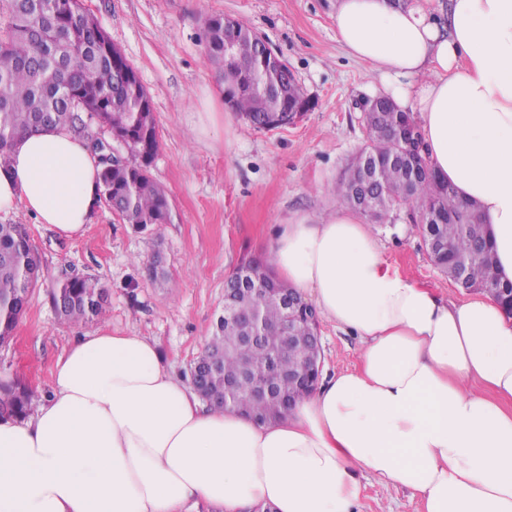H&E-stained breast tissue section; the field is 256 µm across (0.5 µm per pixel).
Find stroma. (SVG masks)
I'll list each match as a JSON object with an SVG mask.
<instances>
[{
	"label": "stroma",
	"mask_w": 512,
	"mask_h": 512,
	"mask_svg": "<svg viewBox=\"0 0 512 512\" xmlns=\"http://www.w3.org/2000/svg\"><path fill=\"white\" fill-rule=\"evenodd\" d=\"M148 91L160 152L151 174L168 199L166 223L127 224L100 203L84 230L59 235L24 207L0 212L23 224L47 275L28 297L11 339L0 345V382L17 380L36 399L50 387L58 357L75 337L98 331L155 342L185 376L224 313V282L244 257L270 261L281 224L335 210L329 189L364 142L363 97L382 92L365 63L336 39V0H86ZM244 22L285 60L313 105L295 124L258 131L224 107L205 57L206 21ZM372 232L391 268L453 301L466 294L431 262L419 225L397 220ZM79 273L108 290L103 317L60 320L50 290ZM322 370L354 368L360 343L321 321ZM354 512H421L410 491L371 474L360 477Z\"/></svg>",
	"instance_id": "obj_1"
}]
</instances>
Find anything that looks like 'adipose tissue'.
<instances>
[{"label":"adipose tissue","instance_id":"obj_1","mask_svg":"<svg viewBox=\"0 0 512 512\" xmlns=\"http://www.w3.org/2000/svg\"><path fill=\"white\" fill-rule=\"evenodd\" d=\"M336 37L417 113L427 163L476 203L512 281V0H336ZM0 168L16 206L71 236L100 201V163L56 128L19 138ZM278 278L361 344L278 421L201 401L155 343L97 332L56 361L25 418H0V512H352L358 477L409 490L423 512H512V312L448 302L391 269L347 207L280 225Z\"/></svg>","mask_w":512,"mask_h":512}]
</instances>
